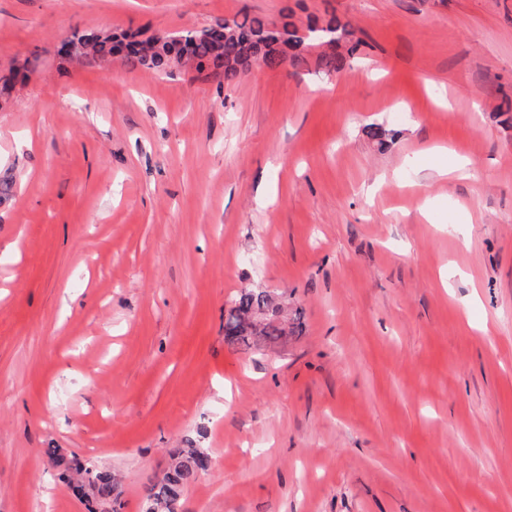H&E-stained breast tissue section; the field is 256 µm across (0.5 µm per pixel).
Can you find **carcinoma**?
<instances>
[{
  "label": "carcinoma",
  "mask_w": 512,
  "mask_h": 512,
  "mask_svg": "<svg viewBox=\"0 0 512 512\" xmlns=\"http://www.w3.org/2000/svg\"><path fill=\"white\" fill-rule=\"evenodd\" d=\"M279 26L295 39L297 24L290 15H283L279 20H271L260 15L244 14L227 26L224 21L215 23L199 30H183L177 36L192 43L193 56L198 60L196 69L200 72L208 69L210 75L224 79L230 84L240 78L246 70L254 65V60H263L264 67L274 70L284 64L293 67H303L308 64L304 53L299 52L289 57L274 55L266 50V42L271 37L270 27ZM308 30L313 36L327 37L332 34L344 35V41L350 43L347 50L332 53H323L317 58L320 66L327 75H339L352 68L357 60V52L361 41L353 24L342 20L332 14L322 20H311L307 23ZM130 37H141L138 32L112 35L101 33L91 43L79 45L74 56L85 67H99L106 58L112 56L118 45ZM124 62L132 69H142L152 72H165L172 65L183 62L181 48L177 43H165L160 48L150 45L144 52H134L123 57ZM25 72L24 78H29L28 67H12L0 71V84L3 90L12 92L18 84L16 76ZM275 307L280 311L282 307L273 305L271 296L255 288L242 290L233 300L227 315L224 318V339L243 349L251 350L258 342L276 344L281 339L280 329L270 324L255 340L252 334L245 332L240 323V317L248 312ZM45 453L52 457L54 465L62 468L59 479L73 490H79V485L87 482L92 488L91 498L87 499L90 512H95V506L103 501H112V512L121 509L118 478L112 471L102 468L89 460H65L56 453V449L48 448ZM171 463L162 475L148 483L145 492L154 498L153 512H171L170 504L180 501L181 495L187 487L194 484L211 468V458L202 448H175L170 451Z\"/></svg>",
  "instance_id": "obj_1"
}]
</instances>
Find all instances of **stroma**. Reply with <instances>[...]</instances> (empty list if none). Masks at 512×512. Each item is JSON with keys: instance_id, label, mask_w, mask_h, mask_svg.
<instances>
[{"instance_id": "1", "label": "stroma", "mask_w": 512, "mask_h": 512, "mask_svg": "<svg viewBox=\"0 0 512 512\" xmlns=\"http://www.w3.org/2000/svg\"><path fill=\"white\" fill-rule=\"evenodd\" d=\"M287 12L350 19L359 60L227 85L56 53ZM23 63L0 100V512H86L48 448L142 512L190 443L212 468L181 512H512V0H0V70ZM258 287L302 330L246 353L224 311ZM129 37L139 38L141 34L138 32H130L121 35H112L99 32L97 39L91 43L80 44L75 50V45L68 41L65 46L61 43L57 52L60 57L66 58L75 50L73 56L80 60L84 67H99L104 64L108 56L112 58L117 45L122 44Z\"/></svg>"}]
</instances>
